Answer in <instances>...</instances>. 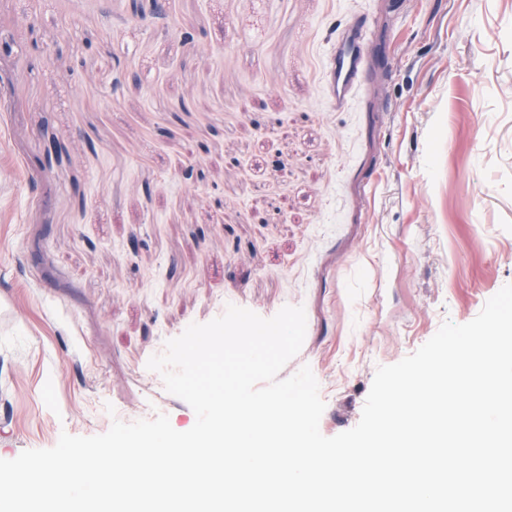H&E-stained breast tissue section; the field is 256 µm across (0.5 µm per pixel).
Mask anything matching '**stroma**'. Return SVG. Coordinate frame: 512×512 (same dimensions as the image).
I'll return each mask as SVG.
<instances>
[{
  "label": "stroma",
  "instance_id": "obj_1",
  "mask_svg": "<svg viewBox=\"0 0 512 512\" xmlns=\"http://www.w3.org/2000/svg\"><path fill=\"white\" fill-rule=\"evenodd\" d=\"M133 2L0 0V459L189 430L147 362L231 304L304 307L280 375L353 428L512 283V0Z\"/></svg>",
  "mask_w": 512,
  "mask_h": 512
}]
</instances>
